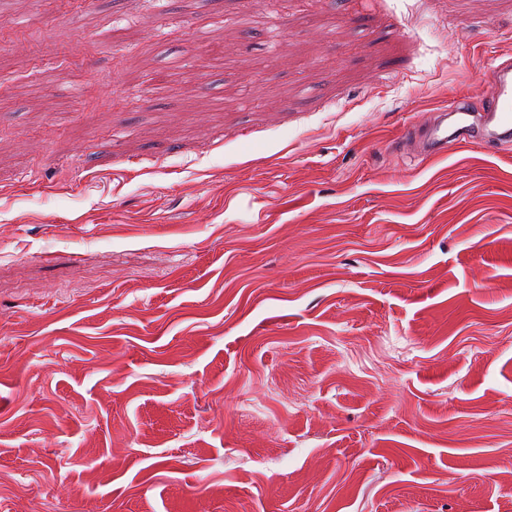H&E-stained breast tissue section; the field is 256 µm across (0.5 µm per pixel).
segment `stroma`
Returning <instances> with one entry per match:
<instances>
[{
    "mask_svg": "<svg viewBox=\"0 0 512 512\" xmlns=\"http://www.w3.org/2000/svg\"><path fill=\"white\" fill-rule=\"evenodd\" d=\"M9 12L0 512H512V0ZM483 100L486 107L480 114L483 128L501 141L512 136V57L498 56L488 70ZM472 111L467 101L461 100L438 108L437 119L426 129L418 155L422 159L444 156L448 153V147L466 140L473 126Z\"/></svg>",
    "mask_w": 512,
    "mask_h": 512,
    "instance_id": "35a3bbf8",
    "label": "stroma"
}]
</instances>
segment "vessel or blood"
Listing matches in <instances>:
<instances>
[{"mask_svg":"<svg viewBox=\"0 0 512 512\" xmlns=\"http://www.w3.org/2000/svg\"><path fill=\"white\" fill-rule=\"evenodd\" d=\"M486 104L481 116H474L467 102L458 100L438 110L437 119L425 131L421 157L446 155L450 146L466 139L474 122L501 141L512 139V57H497L484 83Z\"/></svg>","mask_w":512,"mask_h":512,"instance_id":"1","label":"vessel or blood"}]
</instances>
